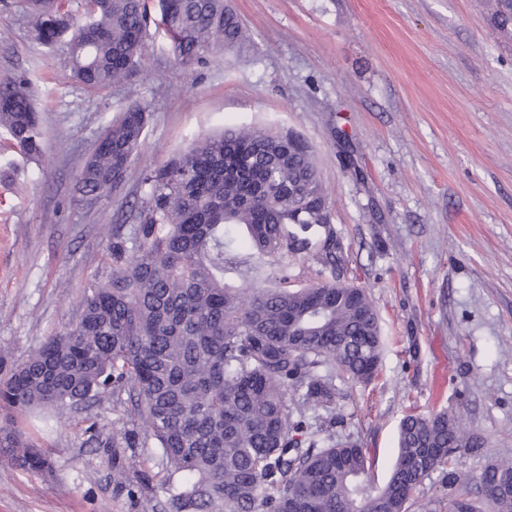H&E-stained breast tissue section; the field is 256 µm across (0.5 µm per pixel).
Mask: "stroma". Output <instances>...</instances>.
Masks as SVG:
<instances>
[{"label":"stroma","instance_id":"stroma-1","mask_svg":"<svg viewBox=\"0 0 512 512\" xmlns=\"http://www.w3.org/2000/svg\"><path fill=\"white\" fill-rule=\"evenodd\" d=\"M251 40L184 69L148 41L134 87L92 90L27 22L29 0H0V78L35 85L43 141L23 158L0 129V380L74 320L82 293L112 272V227L134 221L145 169L202 136L244 125L292 133L313 149L331 213L336 266L317 251L283 262L226 254L236 284L287 264L301 288L329 275L365 288L382 336L380 369L360 384L335 372L336 422L302 409L307 436L360 444L380 487L409 413L448 409L479 441L417 487L410 512H447L459 486L512 458V22L488 0H229ZM145 140L120 187L86 205L74 185L101 131L131 100ZM130 406L91 407L15 428L50 455L37 473L0 456V512H162L169 486L155 442L127 464L147 489L112 478L105 441Z\"/></svg>","mask_w":512,"mask_h":512}]
</instances>
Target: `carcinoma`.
<instances>
[{"label":"carcinoma","mask_w":512,"mask_h":512,"mask_svg":"<svg viewBox=\"0 0 512 512\" xmlns=\"http://www.w3.org/2000/svg\"><path fill=\"white\" fill-rule=\"evenodd\" d=\"M28 24L92 89L131 84L152 27L184 68L245 40L226 0H77L66 11L59 0H33ZM147 122L136 101L112 120L78 174V201L119 186ZM0 128L26 157L41 154L29 78L0 80ZM143 184L136 223L125 234L112 228V278L91 284L77 319L0 384V407L59 413L108 390L116 405L127 396L134 414L112 435V469L131 495L145 485L119 461L143 424L178 476L170 512H408L423 479L472 441L454 415H406L391 475L373 488L358 444L296 437L303 420L288 405L297 394L334 422L331 370L359 383L375 377L382 342L367 292L334 275L291 289L286 265L275 287L241 288L224 276L236 245L226 226L243 227L246 246L274 260L308 246L291 227L329 223L310 148L290 133L231 128L145 171ZM0 451L21 468H50L45 451L11 431ZM481 478L500 487L485 496L495 512H512V460L487 464Z\"/></svg>","instance_id":"carcinoma-1"}]
</instances>
